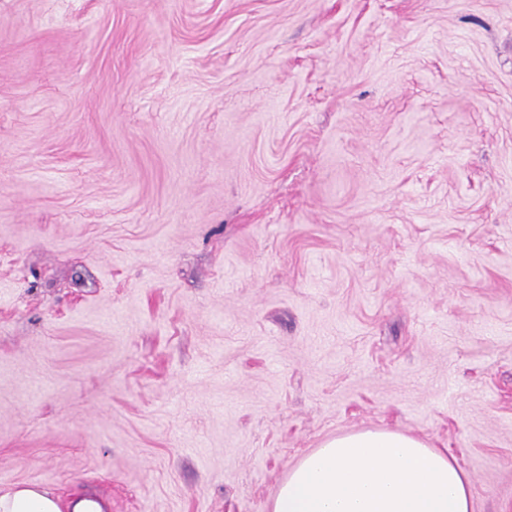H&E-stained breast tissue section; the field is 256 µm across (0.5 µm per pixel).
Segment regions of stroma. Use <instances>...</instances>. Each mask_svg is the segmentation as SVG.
<instances>
[{"instance_id":"35a3bbf8","label":"stroma","mask_w":512,"mask_h":512,"mask_svg":"<svg viewBox=\"0 0 512 512\" xmlns=\"http://www.w3.org/2000/svg\"><path fill=\"white\" fill-rule=\"evenodd\" d=\"M367 428L512 512V0H0V494L269 512Z\"/></svg>"}]
</instances>
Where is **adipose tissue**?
Instances as JSON below:
<instances>
[{"label": "adipose tissue", "mask_w": 512, "mask_h": 512, "mask_svg": "<svg viewBox=\"0 0 512 512\" xmlns=\"http://www.w3.org/2000/svg\"><path fill=\"white\" fill-rule=\"evenodd\" d=\"M468 474L448 453L399 432L364 429L302 456L269 512H471ZM0 512H62L32 484L0 495Z\"/></svg>", "instance_id": "ef3b65f1"}]
</instances>
